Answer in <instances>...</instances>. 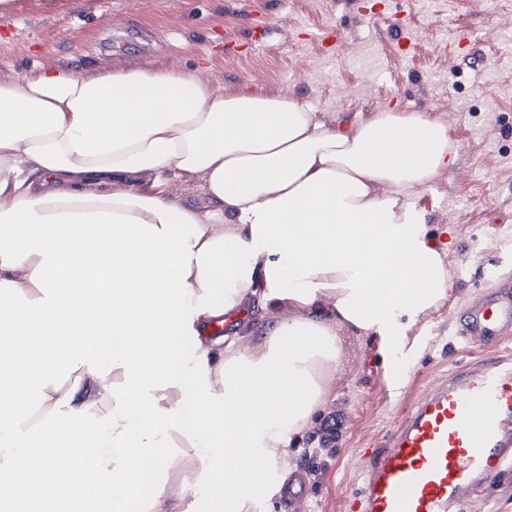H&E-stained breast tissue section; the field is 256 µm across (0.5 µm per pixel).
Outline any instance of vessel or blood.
Listing matches in <instances>:
<instances>
[{"instance_id": "obj_1", "label": "vessel or blood", "mask_w": 512, "mask_h": 512, "mask_svg": "<svg viewBox=\"0 0 512 512\" xmlns=\"http://www.w3.org/2000/svg\"><path fill=\"white\" fill-rule=\"evenodd\" d=\"M512 332V278L473 302L460 337L476 343ZM352 512H460L459 492L512 463V358L501 356L440 384L394 422L368 456Z\"/></svg>"}]
</instances>
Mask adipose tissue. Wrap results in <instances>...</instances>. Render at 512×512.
<instances>
[{
	"label": "adipose tissue",
	"instance_id": "adipose-tissue-1",
	"mask_svg": "<svg viewBox=\"0 0 512 512\" xmlns=\"http://www.w3.org/2000/svg\"><path fill=\"white\" fill-rule=\"evenodd\" d=\"M452 161L426 110L339 127L294 95L118 62L0 80V512L278 493L339 328L397 336L451 292L409 198ZM173 176L205 205L164 196ZM254 297L287 316L248 345L221 333Z\"/></svg>",
	"mask_w": 512,
	"mask_h": 512
}]
</instances>
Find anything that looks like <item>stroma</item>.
<instances>
[{"mask_svg": "<svg viewBox=\"0 0 512 512\" xmlns=\"http://www.w3.org/2000/svg\"><path fill=\"white\" fill-rule=\"evenodd\" d=\"M17 0L0 18V77L35 66L119 61L196 69L216 89L301 95L331 121L383 108L428 110L449 128L455 162L414 200L442 241L454 290L420 313L402 341L343 332L326 405L297 442L293 471L309 496L296 512H344L364 468L407 406L456 373L500 356L448 324L471 299L512 276V0ZM267 35L255 42V28ZM337 30L342 49L316 35ZM471 39L455 47L453 36ZM462 512H512V471L463 490Z\"/></svg>", "mask_w": 512, "mask_h": 512, "instance_id": "obj_1", "label": "stroma"}]
</instances>
